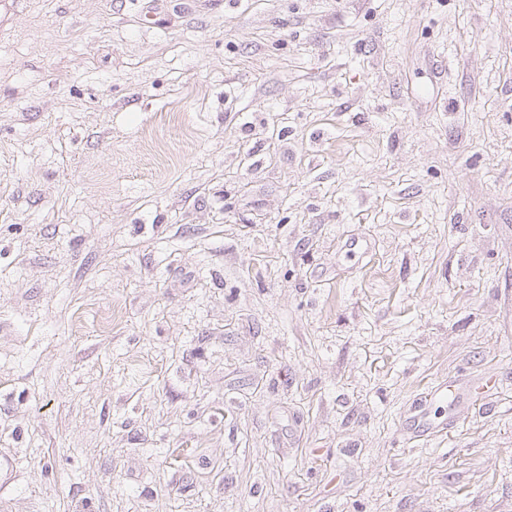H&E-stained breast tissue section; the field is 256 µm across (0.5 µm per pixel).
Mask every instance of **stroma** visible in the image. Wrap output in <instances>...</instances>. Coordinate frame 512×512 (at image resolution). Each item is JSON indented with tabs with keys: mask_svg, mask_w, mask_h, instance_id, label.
<instances>
[{
	"mask_svg": "<svg viewBox=\"0 0 512 512\" xmlns=\"http://www.w3.org/2000/svg\"><path fill=\"white\" fill-rule=\"evenodd\" d=\"M155 2L0 7V512H512V0Z\"/></svg>",
	"mask_w": 512,
	"mask_h": 512,
	"instance_id": "35a3bbf8",
	"label": "stroma"
}]
</instances>
